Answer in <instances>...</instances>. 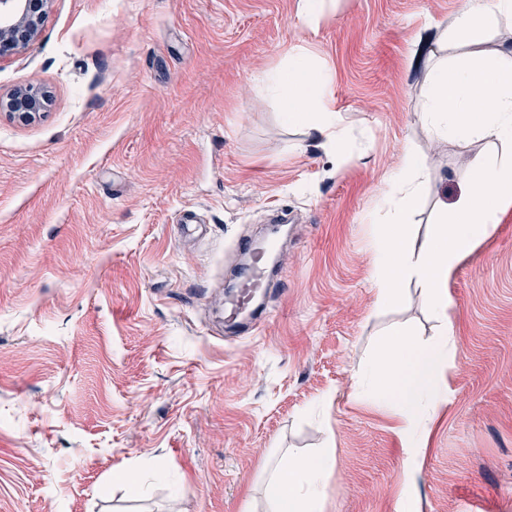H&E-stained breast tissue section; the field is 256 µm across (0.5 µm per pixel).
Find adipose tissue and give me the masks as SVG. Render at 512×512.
I'll return each mask as SVG.
<instances>
[{"label":"adipose tissue","instance_id":"obj_1","mask_svg":"<svg viewBox=\"0 0 512 512\" xmlns=\"http://www.w3.org/2000/svg\"><path fill=\"white\" fill-rule=\"evenodd\" d=\"M441 38L462 53L434 64L419 107L422 122L434 137L451 143L511 141L512 0H465ZM265 80L289 123L306 125L339 158H350V142L327 100L330 76L312 53L291 46L287 69L269 70ZM426 170L424 157L407 148L387 180L382 204L389 219L371 240V283L378 303L394 306L403 284L415 282L442 332L424 345L402 333L386 335L373 366L353 370L356 398L393 409L402 423V439L411 444L427 431L426 406H439L446 396L453 307L447 284L459 263L512 208V156L475 153L457 198L436 200V228L425 246L414 248L402 225L416 207L417 181ZM334 467L335 457L326 450L272 469L265 485L270 512H322L325 481Z\"/></svg>","mask_w":512,"mask_h":512}]
</instances>
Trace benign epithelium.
<instances>
[{
  "label": "benign epithelium",
  "instance_id": "7a95c632",
  "mask_svg": "<svg viewBox=\"0 0 512 512\" xmlns=\"http://www.w3.org/2000/svg\"><path fill=\"white\" fill-rule=\"evenodd\" d=\"M52 0H0V58L26 48L39 34L42 20ZM47 104L46 96L27 85L7 98L0 97V111L23 119L38 114Z\"/></svg>",
  "mask_w": 512,
  "mask_h": 512
}]
</instances>
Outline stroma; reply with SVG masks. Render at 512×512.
I'll list each match as a JSON object with an SVG mask.
<instances>
[{
	"instance_id": "obj_1",
	"label": "stroma",
	"mask_w": 512,
	"mask_h": 512,
	"mask_svg": "<svg viewBox=\"0 0 512 512\" xmlns=\"http://www.w3.org/2000/svg\"><path fill=\"white\" fill-rule=\"evenodd\" d=\"M463 2L335 0L313 31L298 0H53L0 59V95H49L0 112V512H267L266 469L324 448V512H512V209L448 283L447 396L416 457L353 377L382 335L441 331L415 285L377 304L370 241L405 146L429 167L419 245L487 147L418 115ZM293 45L331 76L349 160L258 82ZM243 238L276 244L245 334L224 324ZM46 96L31 85L19 87L6 99L0 96V111L7 110L22 119H28L45 108Z\"/></svg>"
}]
</instances>
